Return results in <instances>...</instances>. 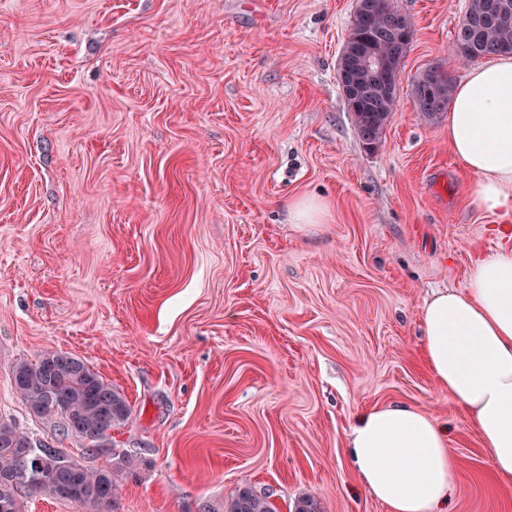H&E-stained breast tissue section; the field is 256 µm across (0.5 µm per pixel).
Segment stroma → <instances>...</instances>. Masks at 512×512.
Here are the masks:
<instances>
[{"label": "stroma", "instance_id": "stroma-1", "mask_svg": "<svg viewBox=\"0 0 512 512\" xmlns=\"http://www.w3.org/2000/svg\"><path fill=\"white\" fill-rule=\"evenodd\" d=\"M469 0H398L399 105L365 149L337 80L355 0H0V417L85 464L30 416L12 367L61 349L133 407L141 458L120 512H199L235 488L278 512H387L347 456L356 418L405 404L457 457L447 512H512L464 410L421 358L420 308L512 251L420 120L427 67ZM325 204L311 224L291 206Z\"/></svg>", "mask_w": 512, "mask_h": 512}]
</instances>
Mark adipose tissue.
I'll list each match as a JSON object with an SVG mask.
<instances>
[{
	"label": "adipose tissue",
	"mask_w": 512,
	"mask_h": 512,
	"mask_svg": "<svg viewBox=\"0 0 512 512\" xmlns=\"http://www.w3.org/2000/svg\"><path fill=\"white\" fill-rule=\"evenodd\" d=\"M448 141L473 178L476 204L512 219V56L491 57L456 85ZM421 325L429 372L467 414L488 451L490 472L511 480L512 252L475 262L464 290L426 299ZM347 454L388 512H438L457 468L444 431L402 404L363 413L348 436Z\"/></svg>",
	"instance_id": "adipose-tissue-1"
}]
</instances>
